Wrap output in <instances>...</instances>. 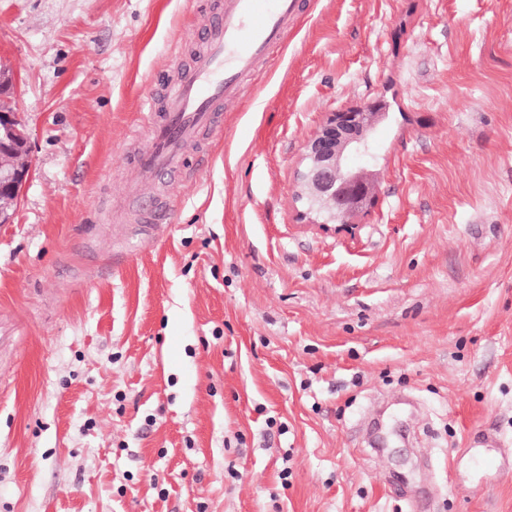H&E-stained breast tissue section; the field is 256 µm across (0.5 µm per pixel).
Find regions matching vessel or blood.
I'll return each mask as SVG.
<instances>
[{"label": "vessel or blood", "instance_id": "1", "mask_svg": "<svg viewBox=\"0 0 512 512\" xmlns=\"http://www.w3.org/2000/svg\"><path fill=\"white\" fill-rule=\"evenodd\" d=\"M302 12L303 0H224L204 34V54L171 88L137 169L154 178L186 168L188 149L217 126L218 112L238 97L243 79L282 48Z\"/></svg>", "mask_w": 512, "mask_h": 512}]
</instances>
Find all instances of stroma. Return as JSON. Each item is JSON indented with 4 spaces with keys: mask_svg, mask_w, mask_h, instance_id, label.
Wrapping results in <instances>:
<instances>
[{
    "mask_svg": "<svg viewBox=\"0 0 512 512\" xmlns=\"http://www.w3.org/2000/svg\"><path fill=\"white\" fill-rule=\"evenodd\" d=\"M218 2L0 0L34 168L0 224V512H512V0H309L137 184ZM378 101L338 233L304 143Z\"/></svg>",
    "mask_w": 512,
    "mask_h": 512,
    "instance_id": "1",
    "label": "stroma"
}]
</instances>
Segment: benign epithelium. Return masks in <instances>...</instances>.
<instances>
[{
	"label": "benign epithelium",
	"mask_w": 512,
	"mask_h": 512,
	"mask_svg": "<svg viewBox=\"0 0 512 512\" xmlns=\"http://www.w3.org/2000/svg\"><path fill=\"white\" fill-rule=\"evenodd\" d=\"M16 83V74L0 66V95L13 93ZM384 117L376 104L333 112L304 145L297 197L332 204L339 231L352 229L350 220L375 203L372 175L349 165L348 159L371 155L372 133ZM26 150L24 129L14 115H6L0 124V224L12 222L20 192L33 177L31 161L18 159Z\"/></svg>",
	"instance_id": "benign-epithelium-1"
}]
</instances>
